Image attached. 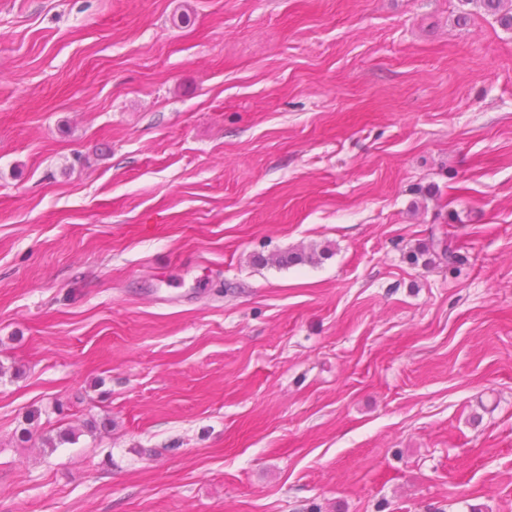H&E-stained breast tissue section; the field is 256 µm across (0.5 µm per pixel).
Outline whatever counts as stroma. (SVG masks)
<instances>
[{
  "label": "stroma",
  "instance_id": "1",
  "mask_svg": "<svg viewBox=\"0 0 512 512\" xmlns=\"http://www.w3.org/2000/svg\"><path fill=\"white\" fill-rule=\"evenodd\" d=\"M461 9L0 0V512H512V30ZM457 250L453 237L449 232L443 231L441 235H431L428 242L416 253L414 261L417 262L421 258L424 265L437 260L448 267L455 266L460 260Z\"/></svg>",
  "mask_w": 512,
  "mask_h": 512
}]
</instances>
